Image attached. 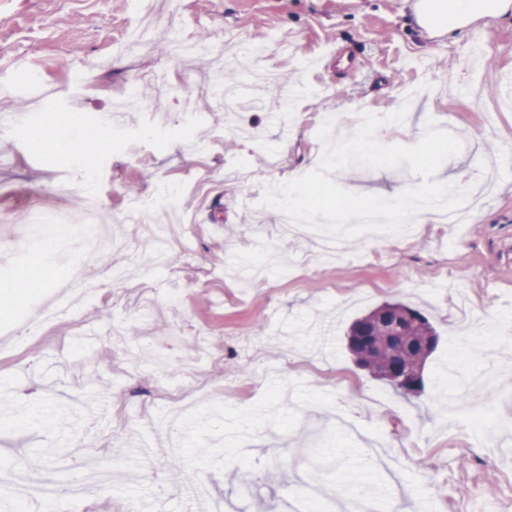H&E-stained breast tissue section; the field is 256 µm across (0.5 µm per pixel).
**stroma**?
Instances as JSON below:
<instances>
[{"label":"stroma","mask_w":512,"mask_h":512,"mask_svg":"<svg viewBox=\"0 0 512 512\" xmlns=\"http://www.w3.org/2000/svg\"><path fill=\"white\" fill-rule=\"evenodd\" d=\"M143 0H0V113L18 112L32 132L0 129V226L16 228L0 253V283L31 271L26 199L71 193L73 213L91 208L125 237L132 202L182 197L189 223L170 237L192 239L187 254L154 269L148 242L121 253L100 244L95 273L132 266L129 280L103 289L77 317L59 318L38 339L23 322L57 278L81 265L80 251L52 256L39 284L0 308V463L31 476L67 466L73 445L111 466V485L93 488L67 512H283L294 496L323 491L340 512L338 488L354 489L364 465L372 493L439 512H512V18L430 38L411 0H162L154 35L129 41ZM206 33L210 52L171 58L169 28ZM262 35V56L240 67L236 51ZM167 73L184 95L164 93ZM250 78L259 103L235 110L206 95V83ZM138 98L125 122L106 119L130 84ZM292 95L295 119L270 118ZM406 108V123L379 130L388 145L411 146L435 122L456 132L460 152L437 181L469 188L499 176L483 205L439 237L432 223L409 241L348 239L327 256L320 241L282 239L272 208H244L247 185H274L316 169L324 152L312 112ZM76 113L79 166L33 135L57 114ZM287 152L278 168L269 152ZM348 191L389 196L414 181L407 168L354 165L333 173ZM261 229L264 258L247 227ZM385 302L423 312L438 343L420 394H401L359 367L347 348L352 322ZM196 356L188 381L178 357ZM208 404L187 424L194 439L173 452V393ZM494 431L492 446L483 436Z\"/></svg>","instance_id":"35a3bbf8"}]
</instances>
